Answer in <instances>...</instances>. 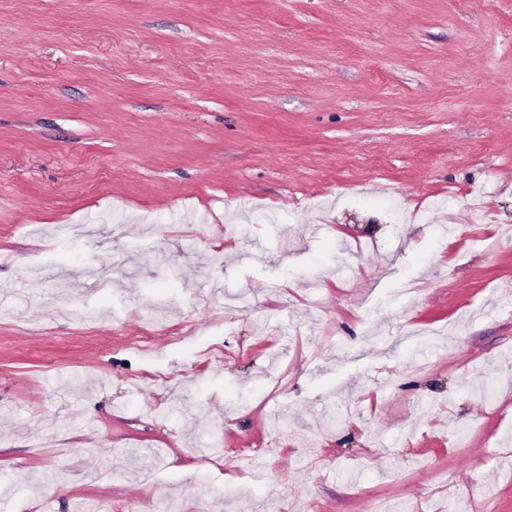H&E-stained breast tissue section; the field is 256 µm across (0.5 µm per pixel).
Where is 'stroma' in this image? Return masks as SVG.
<instances>
[{
    "mask_svg": "<svg viewBox=\"0 0 512 512\" xmlns=\"http://www.w3.org/2000/svg\"><path fill=\"white\" fill-rule=\"evenodd\" d=\"M508 226L512 0H0V512H512Z\"/></svg>",
    "mask_w": 512,
    "mask_h": 512,
    "instance_id": "obj_1",
    "label": "stroma"
}]
</instances>
